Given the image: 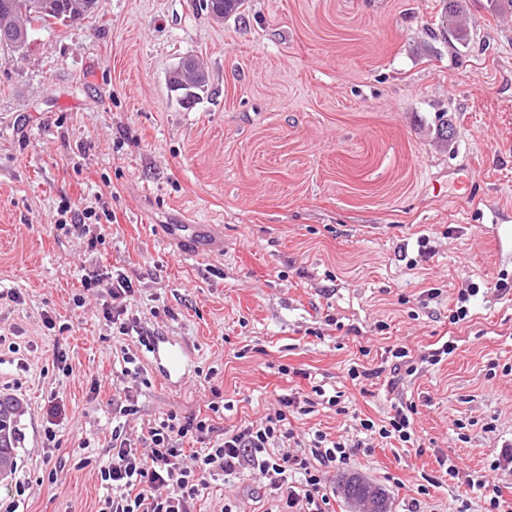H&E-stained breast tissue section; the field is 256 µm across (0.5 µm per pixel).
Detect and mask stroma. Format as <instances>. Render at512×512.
Instances as JSON below:
<instances>
[{
    "instance_id": "stroma-1",
    "label": "stroma",
    "mask_w": 512,
    "mask_h": 512,
    "mask_svg": "<svg viewBox=\"0 0 512 512\" xmlns=\"http://www.w3.org/2000/svg\"><path fill=\"white\" fill-rule=\"evenodd\" d=\"M442 5L247 0L218 21L200 0H101L81 23L36 28L25 49L0 45V290L20 295L0 299V335L18 347L0 353V395L24 406L16 464L31 484L18 512L98 507L97 469L78 462L107 454L120 347L102 315L106 288L84 290L80 279L106 267L131 279L139 329L192 354L180 387L154 374L139 385L131 427L204 408L203 373L231 404L220 428L316 385L346 411L316 404L291 420L301 436L335 439L355 416L378 421L411 404L416 445L360 450L326 468L331 512H350L339 482L354 473L386 492L391 512L416 497L424 512H448L464 487L418 493L446 456L503 487L512 508V472L489 468L512 439V374L488 375L491 364L512 366V290L498 289L512 280V249L489 243L512 222L479 218L492 205L512 211V13L466 0L451 40L436 30ZM185 57L209 75L188 103L167 85ZM470 169L467 197L456 178ZM99 192L117 217L104 241L57 230L62 201ZM193 224L203 251L188 259ZM423 234L435 252L421 261ZM471 283L469 317L450 323ZM447 341L453 352L426 363ZM394 345L418 362L397 382ZM58 346L65 376L52 367ZM355 362L377 378L352 384ZM53 388L67 417L47 459ZM261 497L248 472L213 482L199 508L222 512L229 500L260 512Z\"/></svg>"
}]
</instances>
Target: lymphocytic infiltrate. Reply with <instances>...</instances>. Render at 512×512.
<instances>
[{
	"label": "lymphocytic infiltrate",
	"mask_w": 512,
	"mask_h": 512,
	"mask_svg": "<svg viewBox=\"0 0 512 512\" xmlns=\"http://www.w3.org/2000/svg\"><path fill=\"white\" fill-rule=\"evenodd\" d=\"M113 214L102 200L78 208L71 203L59 206L55 226L65 233L101 241ZM108 283L111 302L103 309L117 336L131 335L135 319L128 313L134 293L131 280L124 274L105 275L90 271L83 275V288ZM206 414L166 418L148 425L133 436L123 420L138 412L132 392L113 400L112 412L120 423L113 425L108 455L99 463L83 458L81 466L96 465L104 493L97 512H198L197 504L218 477L230 478L247 471L258 472L263 484L266 512H328L323 469L328 465L348 464L356 449L369 440L397 439L414 443L413 405L398 406L383 423L370 419L359 422V437L332 440L317 432L308 447L290 450L295 439L290 427L293 414H309V397L296 393L278 398V407L261 422H243L221 429L215 417L228 405L218 385H209ZM442 475L451 481L479 491L485 512H503L504 500L499 485L464 473L453 459L441 462Z\"/></svg>",
	"instance_id": "1"
}]
</instances>
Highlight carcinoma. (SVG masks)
I'll use <instances>...</instances> for the list:
<instances>
[{
    "label": "carcinoma",
    "instance_id": "carcinoma-1",
    "mask_svg": "<svg viewBox=\"0 0 512 512\" xmlns=\"http://www.w3.org/2000/svg\"><path fill=\"white\" fill-rule=\"evenodd\" d=\"M463 0H446L442 16L444 33L452 36L457 29L452 27L453 18L460 13ZM245 0H202V5L216 19L237 13ZM100 9V0H0V32L7 31L9 38L0 39V44L15 48L26 46L34 25L43 26L52 20L78 23L94 15ZM189 83L201 89L208 83L207 73L194 63L177 84ZM21 405L10 396H0V461L8 468L0 472L1 478L12 474L16 465L15 445L19 435ZM343 493L347 503L367 500L371 512H389L388 501L382 489L352 475L343 481Z\"/></svg>",
    "mask_w": 512,
    "mask_h": 512
}]
</instances>
